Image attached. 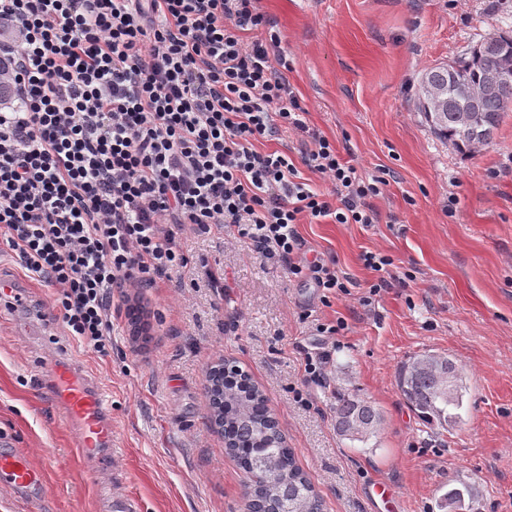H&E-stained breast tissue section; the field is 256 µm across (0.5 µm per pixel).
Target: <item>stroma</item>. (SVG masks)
Segmentation results:
<instances>
[{
  "label": "stroma",
  "mask_w": 512,
  "mask_h": 512,
  "mask_svg": "<svg viewBox=\"0 0 512 512\" xmlns=\"http://www.w3.org/2000/svg\"><path fill=\"white\" fill-rule=\"evenodd\" d=\"M280 29L287 76L310 128L363 176L389 183L377 223L309 224L308 254L334 257L348 294L323 300L305 276L267 262L227 229L186 232L184 272L116 294L112 350L66 335L57 292L0 252V278L25 294L0 302V451L24 454L47 487L0 478V512H246V479L208 425L206 372L229 359L262 389L325 512H441L469 485L472 512H512V111L493 143L456 154L418 109L422 72L452 62L507 23L497 0H262ZM387 255L389 288L361 257ZM223 274L211 287L207 272ZM344 321L338 335L319 324ZM329 350L326 385L303 384L307 354ZM439 353L461 370V419L441 428L407 404L397 376ZM74 365L102 391L115 459L78 451L63 408L41 386L45 365ZM357 395L381 415L369 445L341 438L333 408Z\"/></svg>",
  "instance_id": "obj_1"
}]
</instances>
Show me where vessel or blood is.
I'll return each instance as SVG.
<instances>
[{"mask_svg": "<svg viewBox=\"0 0 512 512\" xmlns=\"http://www.w3.org/2000/svg\"><path fill=\"white\" fill-rule=\"evenodd\" d=\"M50 370L52 391L69 412L81 451L90 453L111 446L112 424L105 417L103 394L69 367L54 364ZM0 474L16 487L29 486L36 478L33 467L20 453H0Z\"/></svg>", "mask_w": 512, "mask_h": 512, "instance_id": "vessel-or-blood-1", "label": "vessel or blood"}]
</instances>
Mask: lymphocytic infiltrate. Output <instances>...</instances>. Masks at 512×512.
Segmentation results:
<instances>
[{"instance_id":"lymphocytic-infiltrate-1","label":"lymphocytic infiltrate","mask_w":512,"mask_h":512,"mask_svg":"<svg viewBox=\"0 0 512 512\" xmlns=\"http://www.w3.org/2000/svg\"><path fill=\"white\" fill-rule=\"evenodd\" d=\"M1 27L0 244L57 288L69 335L109 355L114 291L187 268L189 229L346 292L297 226L375 223L387 181L306 124L261 0H0ZM288 129L300 162L258 149Z\"/></svg>"}]
</instances>
